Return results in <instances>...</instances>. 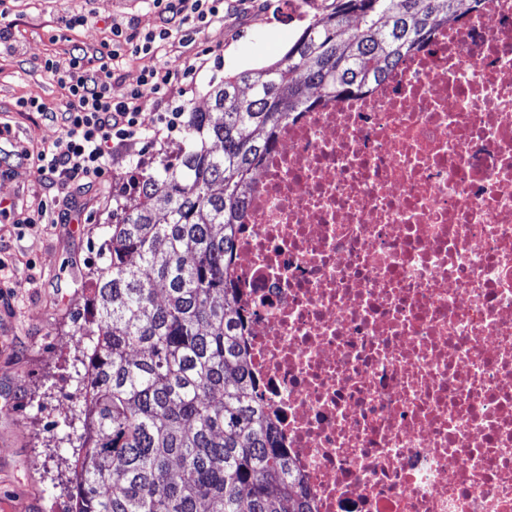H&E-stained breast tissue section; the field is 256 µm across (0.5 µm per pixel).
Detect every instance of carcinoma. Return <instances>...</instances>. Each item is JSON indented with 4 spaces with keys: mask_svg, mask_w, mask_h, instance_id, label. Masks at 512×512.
I'll return each instance as SVG.
<instances>
[{
    "mask_svg": "<svg viewBox=\"0 0 512 512\" xmlns=\"http://www.w3.org/2000/svg\"><path fill=\"white\" fill-rule=\"evenodd\" d=\"M455 0H332L276 63L224 78L115 197L87 273L71 512H309L268 419L229 269L254 171L296 112L362 96Z\"/></svg>",
    "mask_w": 512,
    "mask_h": 512,
    "instance_id": "cac0c4a2",
    "label": "carcinoma"
}]
</instances>
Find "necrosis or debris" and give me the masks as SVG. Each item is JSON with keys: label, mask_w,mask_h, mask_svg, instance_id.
Segmentation results:
<instances>
[{"label": "necrosis or debris", "mask_w": 512, "mask_h": 512, "mask_svg": "<svg viewBox=\"0 0 512 512\" xmlns=\"http://www.w3.org/2000/svg\"><path fill=\"white\" fill-rule=\"evenodd\" d=\"M231 285L312 512H512V0L281 127Z\"/></svg>", "instance_id": "obj_1"}]
</instances>
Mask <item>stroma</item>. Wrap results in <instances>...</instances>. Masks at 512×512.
Listing matches in <instances>:
<instances>
[{"label":"stroma","mask_w":512,"mask_h":512,"mask_svg":"<svg viewBox=\"0 0 512 512\" xmlns=\"http://www.w3.org/2000/svg\"><path fill=\"white\" fill-rule=\"evenodd\" d=\"M260 0L257 7L225 9L195 41L172 38L162 57L176 68L204 58L194 77L179 81L185 108H207L209 93L225 76L280 59L323 0ZM79 19L65 27L67 18ZM131 21L140 32L162 20L150 0H5L0 31L9 44L0 50V121L12 137L0 140V256L16 275L0 283V512H66L72 465L78 448L66 437L81 427L78 390L84 367L77 351L74 316L85 307L82 271L99 261L112 234L107 217L112 198L159 158L172 154L183 135L145 145L139 155L114 151L109 179L101 187L49 186L32 157L57 140L61 129L18 102L34 98L60 110L66 92L42 67L50 58L67 67L76 54L95 56L112 39L113 23ZM43 215V223L17 224V216Z\"/></svg>","instance_id":"35a3bbf8"}]
</instances>
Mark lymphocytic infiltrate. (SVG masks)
<instances>
[{"label":"lymphocytic infiltrate","instance_id":"lymphocytic-infiltrate-1","mask_svg":"<svg viewBox=\"0 0 512 512\" xmlns=\"http://www.w3.org/2000/svg\"><path fill=\"white\" fill-rule=\"evenodd\" d=\"M164 18L157 30L139 33L119 23L112 26V44L98 62L74 56L67 69L58 70L45 60L44 70L55 74L67 91L63 110L48 111L36 99H24L20 108L60 123L62 136L36 155V172L63 187L101 185L109 170L108 157L117 149L137 145L174 132L182 123L183 106L171 97L178 78H189L195 66L178 70L159 59L158 53L173 33L200 34L212 22L223 20L224 0H151ZM146 55L151 65L143 67L139 82L121 99L112 96V81L126 57ZM152 104V119H145L144 106Z\"/></svg>","mask_w":512,"mask_h":512}]
</instances>
